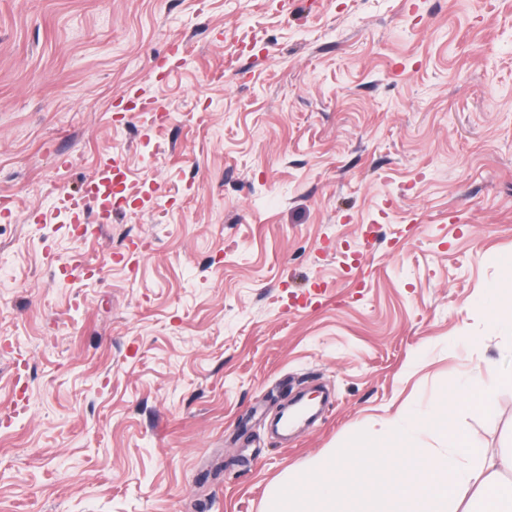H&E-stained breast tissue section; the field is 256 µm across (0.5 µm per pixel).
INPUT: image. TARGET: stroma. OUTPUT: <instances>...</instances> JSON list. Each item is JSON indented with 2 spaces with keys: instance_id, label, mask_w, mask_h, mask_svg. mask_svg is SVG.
<instances>
[{
  "instance_id": "1",
  "label": "stroma",
  "mask_w": 512,
  "mask_h": 512,
  "mask_svg": "<svg viewBox=\"0 0 512 512\" xmlns=\"http://www.w3.org/2000/svg\"><path fill=\"white\" fill-rule=\"evenodd\" d=\"M2 200L0 512H268L448 404L512 449L453 392L512 373V0H0ZM503 277L499 283L489 290L482 302L488 317L512 330V263L508 260L503 265ZM510 298V309L508 301Z\"/></svg>"
}]
</instances>
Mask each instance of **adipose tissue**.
Wrapping results in <instances>:
<instances>
[{
    "mask_svg": "<svg viewBox=\"0 0 512 512\" xmlns=\"http://www.w3.org/2000/svg\"><path fill=\"white\" fill-rule=\"evenodd\" d=\"M433 429L448 438L449 446L423 452L417 441ZM384 433L405 463L385 476L376 497L383 512H448L449 504L472 498L479 512H512V483L502 480L503 474H512V450L484 464L483 449L455 429L452 409L397 416L385 422ZM374 460L368 448L356 462L322 458L309 473L289 477L287 495L276 498L270 512H336L337 485L355 482L357 469H371Z\"/></svg>",
    "mask_w": 512,
    "mask_h": 512,
    "instance_id": "adipose-tissue-1",
    "label": "adipose tissue"
}]
</instances>
